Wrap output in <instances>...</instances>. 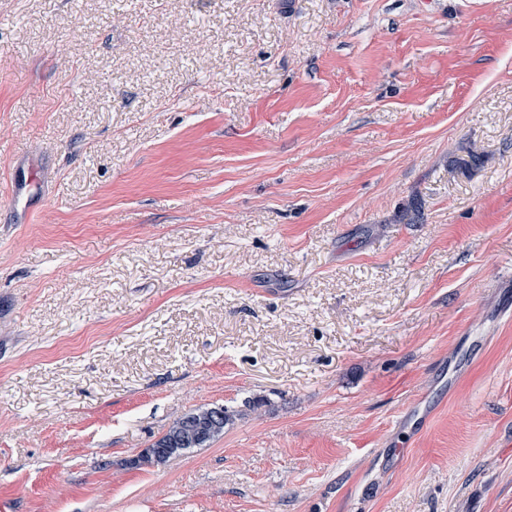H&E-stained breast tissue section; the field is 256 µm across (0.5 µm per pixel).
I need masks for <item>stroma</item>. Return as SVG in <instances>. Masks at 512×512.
I'll use <instances>...</instances> for the list:
<instances>
[{"instance_id": "stroma-1", "label": "stroma", "mask_w": 512, "mask_h": 512, "mask_svg": "<svg viewBox=\"0 0 512 512\" xmlns=\"http://www.w3.org/2000/svg\"><path fill=\"white\" fill-rule=\"evenodd\" d=\"M0 512H512V0H0ZM33 183H37L34 177H30L28 173H22L16 181L15 190L12 194L11 201L13 209L20 213H26L29 209V188ZM224 406L199 408L178 418L167 432L152 446L142 459L150 463H165L172 457L192 448H203L224 434V428L233 421Z\"/></svg>"}]
</instances>
